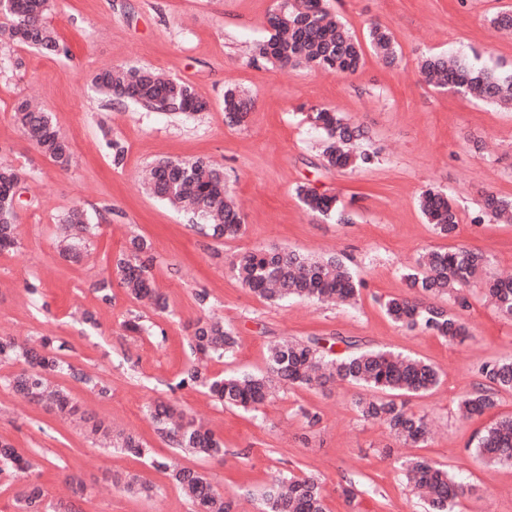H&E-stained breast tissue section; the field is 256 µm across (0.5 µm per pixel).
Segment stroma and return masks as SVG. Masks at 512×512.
<instances>
[{"label": "stroma", "instance_id": "1", "mask_svg": "<svg viewBox=\"0 0 512 512\" xmlns=\"http://www.w3.org/2000/svg\"><path fill=\"white\" fill-rule=\"evenodd\" d=\"M278 0H50L48 20L62 52L48 55L12 44L0 51V163L25 174L16 209L19 245L0 253V335L22 341L52 336L65 358L109 386L101 396L71 378H60L77 407L67 418L18 400L6 387L18 365H0V438L35 459L32 472L48 501L69 495L68 478L88 493L79 512H189V503L152 466L168 460L198 469L239 512H260L261 493L280 474L319 477L329 512H423L399 467L409 448L385 427L363 420L357 387L287 388L260 411L230 410L180 381L192 359L191 325L213 314L233 330L237 344L213 374L264 368L268 346L282 339L322 338L335 351L349 340L423 358L437 366L433 391L410 396L409 407L427 415L432 437L419 456L450 466L470 490L454 512H512V465L477 459L475 435L512 416V391L500 392L483 415L467 417L459 398L478 383L488 360L512 357V321L482 297L470 295L460 318L472 337L449 344L398 327L382 304L409 295L403 278L429 249L446 246L419 209L423 190L450 196L459 212L456 241L485 254L487 271L512 272V223L481 220L484 192L512 197V110L486 105L453 90L433 88L419 74L425 53L466 58L512 74V35L491 29V14L512 0H324L358 39L370 24L390 29L399 61L384 66L366 52L352 74L248 61L250 45L266 40ZM136 65L189 83L208 102L204 112H147L108 104L91 85L107 66ZM228 88L244 91L254 107L243 123L224 117ZM27 98L49 114L64 135L71 163L60 168L41 154L13 118ZM337 108L363 126L361 149L373 165L343 173L324 166L323 134L304 119L303 107ZM124 149L114 162L113 143ZM198 157L222 164L226 188L242 207L244 229L234 238H212L140 187L139 176L161 159ZM335 196L342 219L305 210L297 189ZM83 207L96 229L78 263L62 258L58 226L73 206ZM150 240L156 282L167 300L155 311L112 286L102 299L94 286L107 278L110 259L132 236ZM253 248L337 254L363 281L355 304L309 299L270 302L244 288L230 263ZM92 311L96 325L84 324ZM138 318L142 329L127 328ZM177 402L204 420L224 444V456L202 459L171 448L148 411L158 401ZM320 423L308 427L302 409ZM94 416L131 432L150 450L138 459L89 441L81 417ZM128 473L158 486L156 495L114 488L110 476ZM355 484L356 499L344 493Z\"/></svg>", "mask_w": 512, "mask_h": 512}]
</instances>
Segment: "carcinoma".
I'll use <instances>...</instances> for the list:
<instances>
[{"instance_id": "cac0c4a2", "label": "carcinoma", "mask_w": 512, "mask_h": 512, "mask_svg": "<svg viewBox=\"0 0 512 512\" xmlns=\"http://www.w3.org/2000/svg\"><path fill=\"white\" fill-rule=\"evenodd\" d=\"M50 0H0V15L8 21L5 33L11 42L22 43L46 54L60 52V42L46 22ZM270 37L257 44L251 60L262 59L280 65L315 68L329 74L353 73L364 56L362 43L324 6L323 0H281L277 12L268 19ZM368 43L381 60L392 66L398 52L389 28L376 24L369 28ZM422 75L435 87L452 89L490 105H512V75L477 69L463 60L450 61L443 56L425 55L418 61ZM98 91L110 102H131L152 112H204L207 103L193 87L150 67L116 66L99 70L93 76ZM252 108V101L236 89L224 92V114L237 124ZM15 118L24 133L41 153L65 168L70 163V149L53 125L48 113L21 99L14 105ZM311 125L324 133L322 158L326 166L354 170L368 166L373 155L353 152V143L365 137L335 110L314 108L307 113ZM22 174L0 166V251L18 246L13 197ZM145 191L176 208L196 215L215 238H234L243 228V218L224 184V171L207 159L192 161L160 160L153 164ZM306 210L332 215L336 198L308 187L297 189ZM419 208L439 234L456 233L459 217L448 197L432 189L422 193ZM482 211L495 221L512 220V198L495 193L483 196ZM67 235L60 241L62 256L81 258L84 234L89 232L87 215L78 206L62 218ZM155 256L151 244L134 237L127 251L111 261L113 274L121 288L136 300H148L155 308H166L164 295L153 279ZM488 260L463 246L432 249L418 259L417 265L404 274L415 297H393L384 304L386 315L396 324L414 331L429 333L450 343L469 337V329L455 313L435 303L448 297L461 309L468 307L465 290L477 283L485 286L498 313L512 320V280L486 279L483 274ZM232 273L253 294L275 302L290 298H308L349 304L356 300L360 281L335 255L315 257L296 250L254 249L237 254ZM235 344L232 331L224 322L200 318L192 327L191 350L196 363L181 380L183 385L198 386L215 401L228 408L257 411L282 387L327 388L341 381L369 392L355 401L358 413L366 420L378 421L398 441L418 446L427 441L429 427L425 416L412 412L405 397L425 393L440 381L438 368L425 360L390 350L364 348L355 341L345 342L346 350L334 354L318 337L305 340H282L267 350L266 364L257 373L227 374L212 377L207 363L228 355ZM62 346L51 336H43L39 345L29 347L10 336H0V362L22 361L28 369L14 374L7 386L20 399L38 405L48 404L62 415L76 412L69 393L54 383L56 376H68L104 396L108 387L65 361L59 354ZM483 383L468 392L461 402L470 415H481L495 405L501 390L512 391V359H491L480 368ZM158 432L169 445L187 454L204 458L223 455L224 446L204 425L185 418L176 403L156 402L150 408ZM88 435L104 440L121 452L143 456L147 448L132 433L112 432L100 419L85 420ZM475 453L490 464H512V417L487 426L476 436ZM0 467L25 473L31 461L8 440L0 439ZM155 469L168 475L187 498L191 512H232V502L224 499L202 473L189 468H170L164 460L154 462ZM414 486L422 493L426 512H451V505L467 492V485L446 465L422 456L401 461ZM112 484L123 490L138 491L150 497L154 485L131 474H115ZM45 491L36 482L26 484L20 494L25 512H75L65 502L47 504ZM264 512H328L319 479L314 475L277 479L263 493Z\"/></svg>"}]
</instances>
